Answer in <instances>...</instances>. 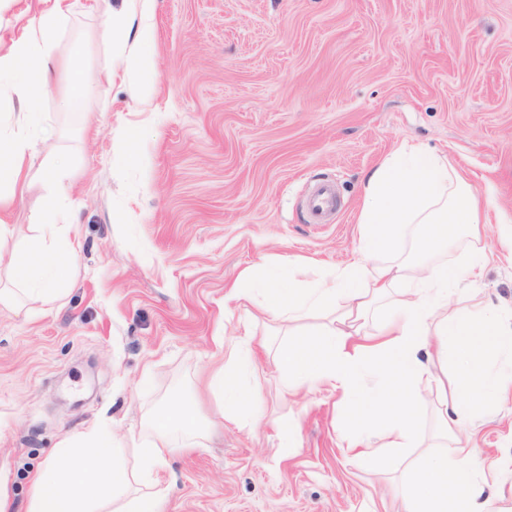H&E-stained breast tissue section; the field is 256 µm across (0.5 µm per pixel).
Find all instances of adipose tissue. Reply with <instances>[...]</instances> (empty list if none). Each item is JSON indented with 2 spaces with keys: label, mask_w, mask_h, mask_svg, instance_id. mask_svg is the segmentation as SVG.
I'll list each match as a JSON object with an SVG mask.
<instances>
[{
  "label": "adipose tissue",
  "mask_w": 512,
  "mask_h": 512,
  "mask_svg": "<svg viewBox=\"0 0 512 512\" xmlns=\"http://www.w3.org/2000/svg\"><path fill=\"white\" fill-rule=\"evenodd\" d=\"M34 22L0 35V99L15 106L0 123V181L23 190L46 117L40 103L56 93L61 110L78 111L87 95L82 70L58 58L59 35L73 0H38ZM136 31L108 28L105 39L125 58L136 95L154 91L152 40L155 0H132ZM483 216L472 186L446 157L400 144L362 182L359 261L303 278L289 257L242 271L230 292L277 325L283 338L273 361L277 387L288 395L319 386L339 392L343 451L355 464L392 459L402 465L395 487L398 512H508L483 467L512 472V454L484 462L465 433L491 407L512 400V376L496 374L512 360V309L471 299L448 307L461 280L479 278L487 257L472 249L464 264L435 260L462 238H478ZM68 225L57 206L35 218L27 246L8 256L12 285L0 306L22 310L23 298L59 299V274L70 262L58 240ZM419 257L400 259L408 239ZM251 330L227 348L210 378L222 414L251 423L262 416L263 372ZM434 411L431 431L421 412Z\"/></svg>",
  "instance_id": "obj_1"
}]
</instances>
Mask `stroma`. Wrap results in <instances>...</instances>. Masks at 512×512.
Returning a JSON list of instances; mask_svg holds the SVG:
<instances>
[{"label": "stroma", "mask_w": 512, "mask_h": 512, "mask_svg": "<svg viewBox=\"0 0 512 512\" xmlns=\"http://www.w3.org/2000/svg\"><path fill=\"white\" fill-rule=\"evenodd\" d=\"M131 9L79 0L58 55L83 42L71 59L89 79L85 106L41 102L38 157L69 164L76 251L58 301L29 314L0 306V476L12 512H25L49 452L93 427L111 429L135 472L133 436L182 382L205 445L161 472L169 512H392L399 473L345 460L339 394L284 396L270 382L256 425L221 418L207 380L225 341L246 321L256 339L273 332L226 295L243 269L274 256L354 261L363 177L407 141L492 196L474 288L512 305V244L498 231L512 219V0H156L155 92L141 102L103 38ZM321 182L341 200L325 224L306 209ZM57 198L31 170L23 197L0 211L13 226L0 251L22 247ZM286 417L300 420L287 445L274 426ZM511 436L512 403L475 443L491 460Z\"/></svg>", "instance_id": "1"}]
</instances>
